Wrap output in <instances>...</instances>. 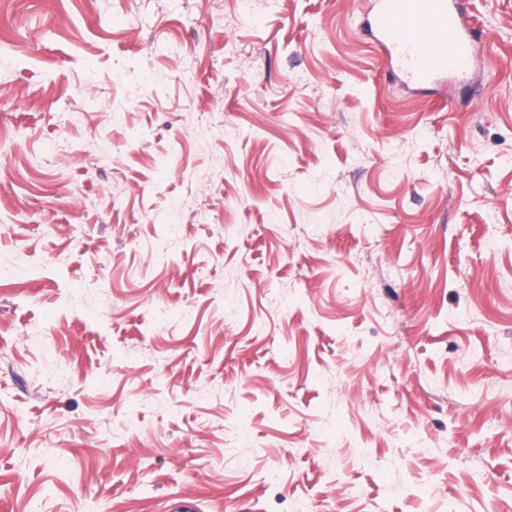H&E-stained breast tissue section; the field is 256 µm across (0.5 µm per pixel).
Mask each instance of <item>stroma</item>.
I'll return each instance as SVG.
<instances>
[{
    "label": "stroma",
    "mask_w": 512,
    "mask_h": 512,
    "mask_svg": "<svg viewBox=\"0 0 512 512\" xmlns=\"http://www.w3.org/2000/svg\"><path fill=\"white\" fill-rule=\"evenodd\" d=\"M370 6L0 0V512H512V0ZM369 13V27L391 67L394 62L420 89L491 67L488 56H477L462 0H373Z\"/></svg>",
    "instance_id": "obj_1"
}]
</instances>
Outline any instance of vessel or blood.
<instances>
[{
	"mask_svg": "<svg viewBox=\"0 0 512 512\" xmlns=\"http://www.w3.org/2000/svg\"><path fill=\"white\" fill-rule=\"evenodd\" d=\"M370 13L378 47L418 88L490 66L476 53L463 0H372Z\"/></svg>",
	"mask_w": 512,
	"mask_h": 512,
	"instance_id": "b4317fda",
	"label": "vessel or blood"
}]
</instances>
